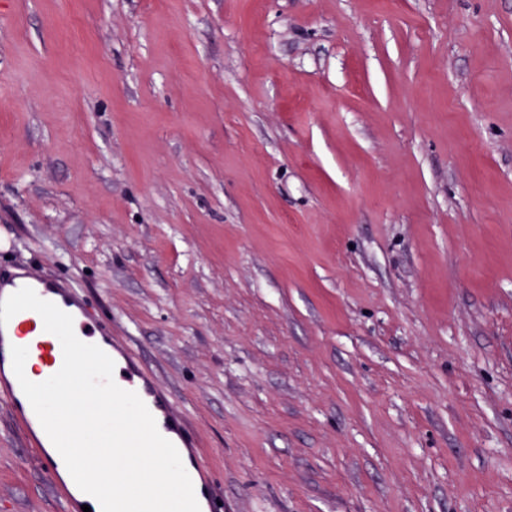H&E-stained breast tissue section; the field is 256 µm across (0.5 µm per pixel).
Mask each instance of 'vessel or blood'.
<instances>
[{"mask_svg":"<svg viewBox=\"0 0 512 512\" xmlns=\"http://www.w3.org/2000/svg\"><path fill=\"white\" fill-rule=\"evenodd\" d=\"M25 286L70 314L83 342L97 345L113 359L115 382L121 388L138 394L154 416L162 436L173 442L178 450L195 449L196 443L186 427L184 417L169 393L157 377L142 366L127 344L113 341L108 324L88 313L85 301L75 285L45 276L34 269L0 273V300ZM15 345L27 347L29 357L39 362L41 376L46 379L57 373L63 364L61 343L54 334L45 331L41 316L31 310L17 313L7 325L0 326V404L6 407L28 444L36 448L54 489L72 512H77L81 491L76 484H66L60 480V469L64 461L59 452L52 450V442L13 371L11 348ZM186 471L192 481L200 512H217V485L211 475L205 472L198 457H189Z\"/></svg>","mask_w":512,"mask_h":512,"instance_id":"vessel-or-blood-1","label":"vessel or blood"}]
</instances>
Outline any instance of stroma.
Here are the masks:
<instances>
[{
  "label": "stroma",
  "instance_id": "1",
  "mask_svg": "<svg viewBox=\"0 0 512 512\" xmlns=\"http://www.w3.org/2000/svg\"><path fill=\"white\" fill-rule=\"evenodd\" d=\"M1 239L223 512H512V0H0ZM0 512H64L1 405ZM31 287L44 300L55 303L74 320L76 336L85 343L100 347L114 363V380L125 390L134 391L154 416L162 436L177 447L180 457L189 449L191 457L184 465L193 487L200 512H217V484L200 465L196 443L189 433L183 415L177 410L169 393L157 377L147 371L127 344L112 341L108 324L91 316L79 290L72 283L48 277L35 269L19 273H0V300H4L22 287Z\"/></svg>",
  "mask_w": 512,
  "mask_h": 512
}]
</instances>
